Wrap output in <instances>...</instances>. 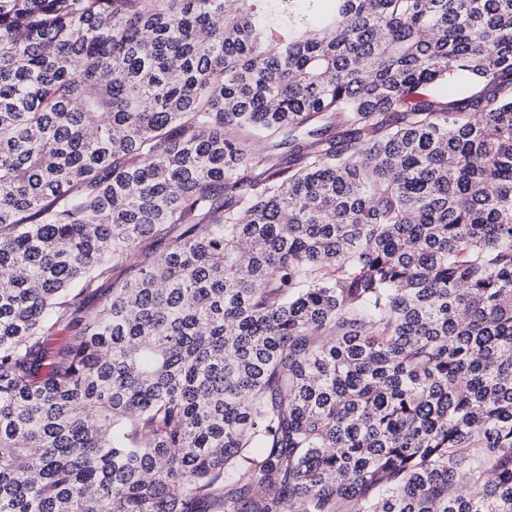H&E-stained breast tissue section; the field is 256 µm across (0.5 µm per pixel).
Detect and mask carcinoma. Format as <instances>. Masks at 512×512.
<instances>
[{
	"label": "carcinoma",
	"mask_w": 512,
	"mask_h": 512,
	"mask_svg": "<svg viewBox=\"0 0 512 512\" xmlns=\"http://www.w3.org/2000/svg\"><path fill=\"white\" fill-rule=\"evenodd\" d=\"M211 508L512 512V0H0V512Z\"/></svg>",
	"instance_id": "cac0c4a2"
}]
</instances>
